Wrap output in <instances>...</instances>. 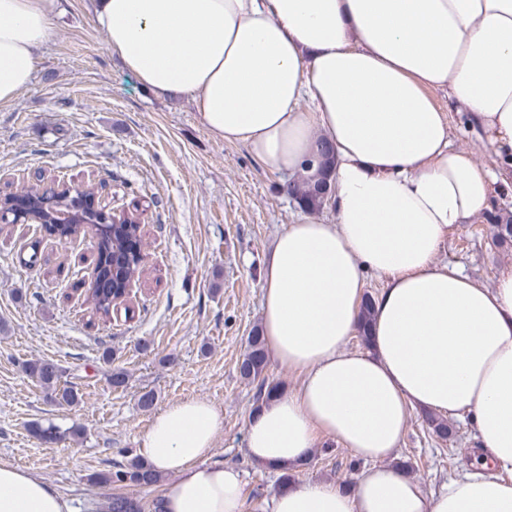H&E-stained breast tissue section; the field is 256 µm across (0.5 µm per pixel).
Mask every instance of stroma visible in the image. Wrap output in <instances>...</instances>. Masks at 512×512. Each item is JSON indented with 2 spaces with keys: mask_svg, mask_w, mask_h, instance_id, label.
Instances as JSON below:
<instances>
[{
  "mask_svg": "<svg viewBox=\"0 0 512 512\" xmlns=\"http://www.w3.org/2000/svg\"><path fill=\"white\" fill-rule=\"evenodd\" d=\"M434 98L449 110L452 146L497 167L494 148L449 108L447 93ZM37 175L83 185L114 210L139 205L144 260L129 313L102 319L78 290L91 276L94 233L62 243L35 224H0V460L75 497L78 512H106L119 492L151 512L165 484L94 486L88 478L136 453L155 411L139 408L141 392H155V409L203 398L224 421L213 460L244 472L248 506L263 502L278 475L245 454L256 388L240 379L237 363L261 322L269 244L304 216L288 193L293 175L215 137L188 98L144 90L112 55L93 0H54L29 86L0 102V190ZM439 258L490 286L512 265V246L497 245L480 217L461 225ZM37 360L54 362L61 382L77 386L78 404L58 405L30 377L25 365ZM117 369L127 386H112ZM38 424L67 435L43 443L33 433ZM75 426L82 432L73 437ZM453 426L444 441L421 412L409 416L397 457L411 462L410 477L426 490L462 476L477 458L474 426ZM314 453L298 479L356 477L351 452L331 439Z\"/></svg>",
  "mask_w": 512,
  "mask_h": 512,
  "instance_id": "stroma-1",
  "label": "stroma"
}]
</instances>
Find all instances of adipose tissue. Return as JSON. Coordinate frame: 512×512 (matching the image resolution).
Returning a JSON list of instances; mask_svg holds the SVG:
<instances>
[{
	"mask_svg": "<svg viewBox=\"0 0 512 512\" xmlns=\"http://www.w3.org/2000/svg\"><path fill=\"white\" fill-rule=\"evenodd\" d=\"M50 12L0 0V102L28 87ZM96 19L142 88L190 98L275 170L314 175L332 150L325 216L288 225L265 259L266 347L302 381L252 411L245 452L279 472L326 437L367 467L348 486L277 487L268 512H512V266L486 287L437 259L512 189V0H98ZM436 90L502 167L451 147ZM369 271L384 288L351 350ZM416 409L472 422L476 471L428 492L391 466ZM222 426L201 398L156 413L138 455L173 478L163 512H244L242 471L211 459ZM0 512L76 508L0 460Z\"/></svg>",
	"mask_w": 512,
	"mask_h": 512,
	"instance_id": "1",
	"label": "adipose tissue"
}]
</instances>
